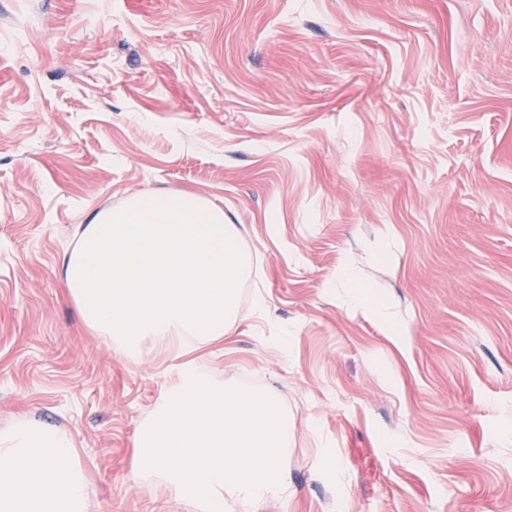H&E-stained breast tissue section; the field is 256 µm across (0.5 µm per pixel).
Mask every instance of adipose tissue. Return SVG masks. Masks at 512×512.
Returning a JSON list of instances; mask_svg holds the SVG:
<instances>
[{"instance_id": "obj_1", "label": "adipose tissue", "mask_w": 512, "mask_h": 512, "mask_svg": "<svg viewBox=\"0 0 512 512\" xmlns=\"http://www.w3.org/2000/svg\"><path fill=\"white\" fill-rule=\"evenodd\" d=\"M0 512H91L71 435L44 421L0 429Z\"/></svg>"}]
</instances>
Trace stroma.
<instances>
[{
	"instance_id": "obj_1",
	"label": "stroma",
	"mask_w": 512,
	"mask_h": 512,
	"mask_svg": "<svg viewBox=\"0 0 512 512\" xmlns=\"http://www.w3.org/2000/svg\"><path fill=\"white\" fill-rule=\"evenodd\" d=\"M183 191L252 259L204 355L294 424L263 512H512V0H0V427L70 433L92 512H185L131 472L174 369L62 261Z\"/></svg>"
}]
</instances>
